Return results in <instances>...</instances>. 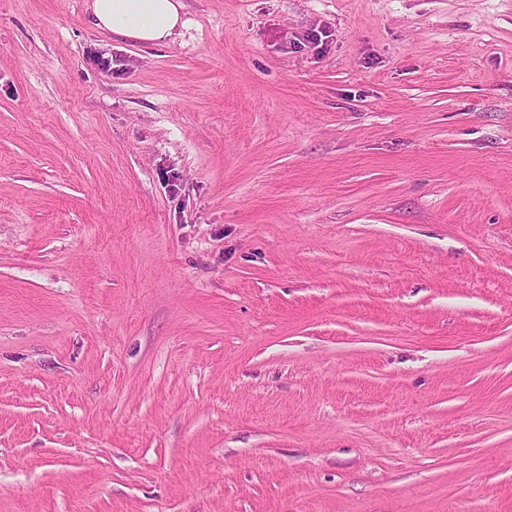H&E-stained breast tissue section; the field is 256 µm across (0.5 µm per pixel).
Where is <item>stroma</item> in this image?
Returning <instances> with one entry per match:
<instances>
[{"label": "stroma", "instance_id": "stroma-1", "mask_svg": "<svg viewBox=\"0 0 512 512\" xmlns=\"http://www.w3.org/2000/svg\"><path fill=\"white\" fill-rule=\"evenodd\" d=\"M0 0V512H512V0ZM182 0H92L94 24L112 35L138 42L161 43L175 36Z\"/></svg>", "mask_w": 512, "mask_h": 512}]
</instances>
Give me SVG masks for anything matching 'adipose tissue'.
<instances>
[{
    "label": "adipose tissue",
    "mask_w": 512,
    "mask_h": 512,
    "mask_svg": "<svg viewBox=\"0 0 512 512\" xmlns=\"http://www.w3.org/2000/svg\"><path fill=\"white\" fill-rule=\"evenodd\" d=\"M181 0H92L98 28L138 42L161 43L181 26Z\"/></svg>",
    "instance_id": "adipose-tissue-1"
}]
</instances>
